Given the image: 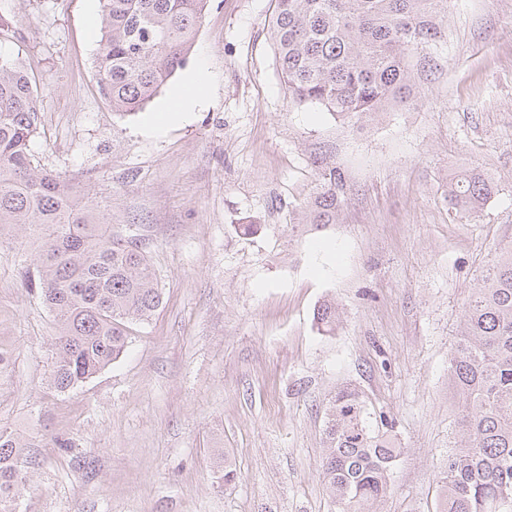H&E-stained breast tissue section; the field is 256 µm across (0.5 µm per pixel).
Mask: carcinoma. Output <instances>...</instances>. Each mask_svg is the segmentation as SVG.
<instances>
[{"label":"carcinoma","mask_w":512,"mask_h":512,"mask_svg":"<svg viewBox=\"0 0 512 512\" xmlns=\"http://www.w3.org/2000/svg\"><path fill=\"white\" fill-rule=\"evenodd\" d=\"M209 0H102L95 58L100 92L119 116L143 108L183 68ZM448 0H275L270 30L278 73L296 104L314 103L352 119L413 102L409 58L443 38ZM36 90L19 61L0 59V227H34L41 245L25 266L58 324L51 378L67 391L126 352V322L147 320L162 292L137 242L80 199L61 173L38 168ZM320 190L300 224H335L346 185L321 160ZM494 192L469 171L448 189L459 212L473 213ZM335 306L315 320L330 327ZM450 382L465 445L440 472L438 512H512V250L489 269L466 303L450 360ZM322 475L340 512H371L390 490L402 449L376 427L359 393H336L325 429ZM23 444L0 432V512L26 487Z\"/></svg>","instance_id":"carcinoma-1"}]
</instances>
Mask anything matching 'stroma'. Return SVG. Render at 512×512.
Wrapping results in <instances>:
<instances>
[{"label": "stroma", "mask_w": 512, "mask_h": 512, "mask_svg": "<svg viewBox=\"0 0 512 512\" xmlns=\"http://www.w3.org/2000/svg\"><path fill=\"white\" fill-rule=\"evenodd\" d=\"M273 11L210 0L187 64L121 118L93 67L100 0H0V57L38 91L36 163L136 238L163 293L123 356L57 391V323L22 277L38 240L0 235V430L30 476L14 512H339L321 464L346 387L403 450L376 512H437L461 444L452 348L512 248V0H448L443 41L412 61L414 104L348 120L290 102ZM195 73L204 98L154 127ZM317 157L348 186L323 227L295 221ZM471 170L495 190L464 215L448 186ZM326 301L330 331L314 319Z\"/></svg>", "instance_id": "obj_1"}]
</instances>
